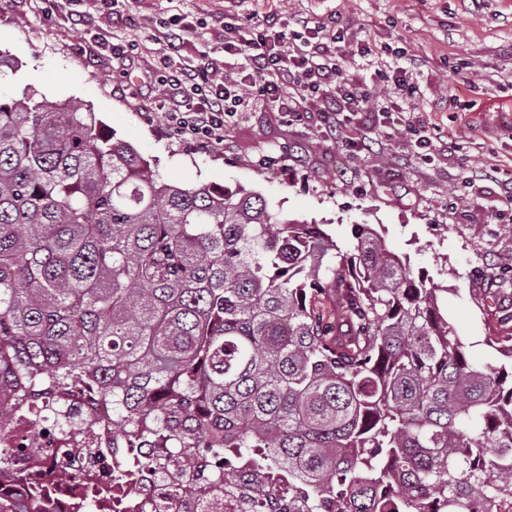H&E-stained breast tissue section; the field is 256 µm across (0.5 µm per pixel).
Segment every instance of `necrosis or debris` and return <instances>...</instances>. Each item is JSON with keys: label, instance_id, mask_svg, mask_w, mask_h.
Returning a JSON list of instances; mask_svg holds the SVG:
<instances>
[{"label": "necrosis or debris", "instance_id": "4bbe7bcc", "mask_svg": "<svg viewBox=\"0 0 512 512\" xmlns=\"http://www.w3.org/2000/svg\"><path fill=\"white\" fill-rule=\"evenodd\" d=\"M35 410L28 394L19 388H0V512H13L15 504L28 502L32 512H81L89 492L105 496L114 488L113 465L117 457L142 459L136 483L129 489L119 512H296L291 499L278 496L264 507L251 504L252 474L243 471L236 501L224 506L174 497L148 464L151 448H126L101 435L92 422L98 405L80 381L65 391L44 398ZM40 435H33V427Z\"/></svg>", "mask_w": 512, "mask_h": 512}]
</instances>
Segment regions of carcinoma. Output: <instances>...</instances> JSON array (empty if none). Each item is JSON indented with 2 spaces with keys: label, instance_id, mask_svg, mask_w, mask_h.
<instances>
[{
  "label": "carcinoma",
  "instance_id": "carcinoma-1",
  "mask_svg": "<svg viewBox=\"0 0 512 512\" xmlns=\"http://www.w3.org/2000/svg\"><path fill=\"white\" fill-rule=\"evenodd\" d=\"M343 251L252 191L179 185L81 103L0 97V350L20 387L85 377L112 437L222 498L288 471L303 512H512V372L368 225ZM205 445L214 469L183 480Z\"/></svg>",
  "mask_w": 512,
  "mask_h": 512
}]
</instances>
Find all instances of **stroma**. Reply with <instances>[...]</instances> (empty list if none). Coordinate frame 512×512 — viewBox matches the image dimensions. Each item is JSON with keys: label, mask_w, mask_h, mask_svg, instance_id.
I'll use <instances>...</instances> for the list:
<instances>
[{"label": "stroma", "mask_w": 512, "mask_h": 512, "mask_svg": "<svg viewBox=\"0 0 512 512\" xmlns=\"http://www.w3.org/2000/svg\"><path fill=\"white\" fill-rule=\"evenodd\" d=\"M272 12L342 26L344 75L379 93L393 85L359 69L357 48L369 43L375 68L404 58L421 89L408 104L441 140L417 148L374 116L350 147V127L326 124L317 105L298 121L256 108L225 129L220 150L169 129L162 114L172 100L140 90L163 53L161 21L177 15L192 26L171 69L208 58L234 82L240 60L225 53L215 18L248 27ZM126 16L137 29L125 27ZM131 39L137 58H113V46ZM0 52L13 62L0 74V95L17 98L29 87L81 101L165 181L256 192L272 211L321 225L343 249L355 225L377 229L414 271L447 289L448 325L469 358L503 364L512 288L486 290L484 276L512 262V208L499 196L512 176V0H74L71 14L52 17L0 0Z\"/></svg>", "instance_id": "obj_1"}]
</instances>
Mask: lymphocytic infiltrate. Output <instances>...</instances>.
Returning <instances> with one entry per match:
<instances>
[{
    "mask_svg": "<svg viewBox=\"0 0 512 512\" xmlns=\"http://www.w3.org/2000/svg\"><path fill=\"white\" fill-rule=\"evenodd\" d=\"M262 24V30L250 34L234 27L224 31L225 52L242 57L249 72L248 81L238 88H229L209 63L179 70L166 64L156 68L150 86L191 103L187 111L165 114L167 125L178 135L203 148H218L224 144L225 128L260 102H272L279 111L298 118L310 101L329 99L354 116L364 112L393 116L409 140L428 147L430 126L403 105L405 98L418 92L405 71H395L392 94L374 96L365 81L343 76L342 37L336 29L314 25L308 41L298 47L286 41L283 17L268 15Z\"/></svg>",
    "mask_w": 512,
    "mask_h": 512,
    "instance_id": "lymphocytic-infiltrate-1",
    "label": "lymphocytic infiltrate"
}]
</instances>
